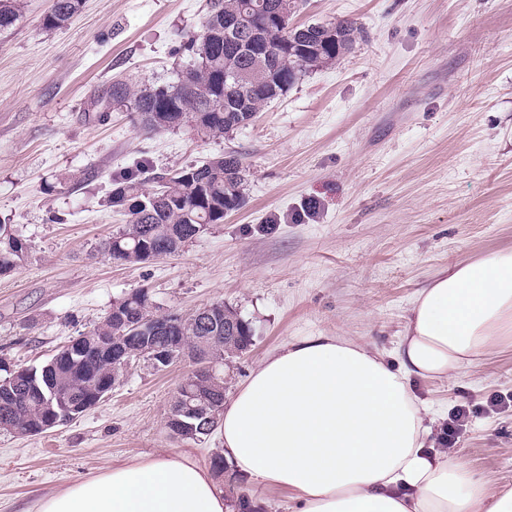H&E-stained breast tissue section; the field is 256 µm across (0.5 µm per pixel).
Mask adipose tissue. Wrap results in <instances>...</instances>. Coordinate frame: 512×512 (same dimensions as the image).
<instances>
[{
  "label": "adipose tissue",
  "instance_id": "ef3b65f1",
  "mask_svg": "<svg viewBox=\"0 0 512 512\" xmlns=\"http://www.w3.org/2000/svg\"><path fill=\"white\" fill-rule=\"evenodd\" d=\"M512 339V251L439 271L416 297L397 349L339 336L289 342L224 403L223 455L287 489L294 512H512L467 464L428 448L430 407L413 378L449 379ZM36 512H235L209 468L162 452L71 483Z\"/></svg>",
  "mask_w": 512,
  "mask_h": 512
}]
</instances>
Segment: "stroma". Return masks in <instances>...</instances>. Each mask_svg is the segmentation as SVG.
I'll list each match as a JSON object with an SVG mask.
<instances>
[{
    "label": "stroma",
    "instance_id": "stroma-1",
    "mask_svg": "<svg viewBox=\"0 0 512 512\" xmlns=\"http://www.w3.org/2000/svg\"><path fill=\"white\" fill-rule=\"evenodd\" d=\"M24 4L0 31V224L31 244L0 276L6 362L43 364L141 288L160 313L223 303L251 322L252 347L224 367L228 396L305 336H344L392 362L438 270L512 250V0H303L292 25L347 19L361 39L220 138L150 133L97 105L116 81H176L207 0H83L61 28L43 25L52 0ZM229 152L251 175L223 223L137 265L99 252L124 224L106 204L112 179L148 183ZM190 370L143 363L67 425L0 432V512H33L76 480L163 450L209 465L218 436L178 439L166 425ZM416 387L434 430L469 409L454 454L487 493L512 488V345ZM241 494L258 512H293L287 491L244 475L230 492Z\"/></svg>",
    "mask_w": 512,
    "mask_h": 512
}]
</instances>
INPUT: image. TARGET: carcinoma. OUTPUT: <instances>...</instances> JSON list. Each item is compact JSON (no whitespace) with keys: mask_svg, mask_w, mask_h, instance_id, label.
<instances>
[{"mask_svg":"<svg viewBox=\"0 0 512 512\" xmlns=\"http://www.w3.org/2000/svg\"><path fill=\"white\" fill-rule=\"evenodd\" d=\"M81 0H53L44 18L47 27H61L80 9ZM297 0H209L201 31L189 40L195 57L192 68L177 81L158 87L134 89L123 82L112 84L105 108L116 107L137 114L147 132L176 130L190 123L208 137H221L231 129L250 124L271 100L283 95L307 71L323 67L353 48L358 28L350 20L290 25ZM22 11V0H0V30L13 26ZM259 20L242 37L225 33V22L235 18ZM249 170L234 154L218 156L201 165L178 168L159 177V188L147 190L126 177L115 181L108 203L126 216L125 226L100 245L99 251L126 264L146 262L143 249L166 256L180 251L211 224L224 223V209L241 205ZM30 244L22 232L0 224V275L24 263ZM113 307L133 309L147 320L159 322L153 303L139 289ZM119 332L112 314L81 334L83 353L62 346L41 367L0 368V380L12 379L11 397L0 399V432L34 436L52 416L66 413L80 403L94 406L116 385L112 357L99 346ZM183 348H206L218 363L216 374L194 383L199 396L211 398L212 425L197 431L194 441L212 435L224 409V361L247 351L254 341L251 323L236 309L224 306V320L206 330L191 315L178 331ZM211 468L218 478L232 483L236 475L223 455L214 454Z\"/></svg>","mask_w":512,"mask_h":512,"instance_id":"1","label":"carcinoma"}]
</instances>
